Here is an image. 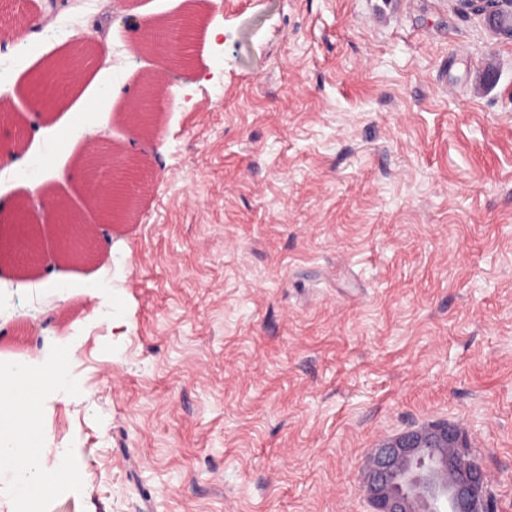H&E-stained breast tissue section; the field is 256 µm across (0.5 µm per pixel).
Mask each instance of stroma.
Returning <instances> with one entry per match:
<instances>
[{"label":"stroma","instance_id":"stroma-1","mask_svg":"<svg viewBox=\"0 0 512 512\" xmlns=\"http://www.w3.org/2000/svg\"><path fill=\"white\" fill-rule=\"evenodd\" d=\"M184 68L138 28L186 0H0V202L82 205V125L54 151L22 87L73 36L96 133L146 159L129 223L95 260L0 262V366L60 367L39 468L79 474L39 512H370L373 448L462 424L512 512V39L450 0H199ZM155 74L172 101L149 139L122 115ZM67 179L52 177V168ZM68 290L58 294V282Z\"/></svg>","mask_w":512,"mask_h":512}]
</instances>
